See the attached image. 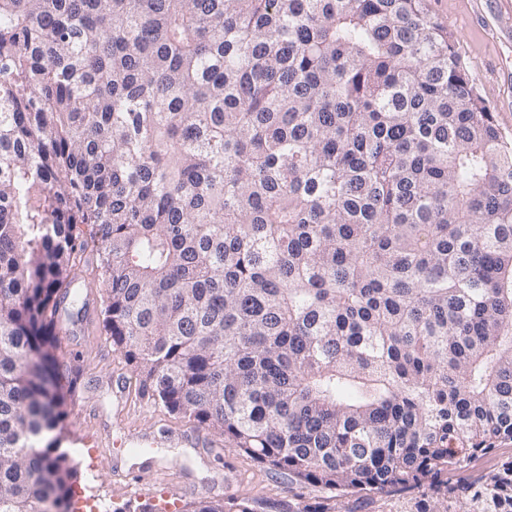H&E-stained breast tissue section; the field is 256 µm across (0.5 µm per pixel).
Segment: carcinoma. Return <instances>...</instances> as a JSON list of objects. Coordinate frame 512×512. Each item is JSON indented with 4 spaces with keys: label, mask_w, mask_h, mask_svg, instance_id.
Listing matches in <instances>:
<instances>
[{
    "label": "carcinoma",
    "mask_w": 512,
    "mask_h": 512,
    "mask_svg": "<svg viewBox=\"0 0 512 512\" xmlns=\"http://www.w3.org/2000/svg\"><path fill=\"white\" fill-rule=\"evenodd\" d=\"M81 265L138 389L307 512H512V456L453 480L512 445V142L424 0H0V512H70ZM512 455V446L508 448H498L496 452L477 459L472 466L469 468L467 472L462 474V478L459 480L469 482L476 478H479L482 475L487 474L494 467H496L501 459ZM420 505L430 512H448V500L427 488L409 493L353 494L338 500L335 512H417Z\"/></svg>",
    "instance_id": "1"
}]
</instances>
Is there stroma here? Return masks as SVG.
<instances>
[{
    "instance_id": "1",
    "label": "stroma",
    "mask_w": 512,
    "mask_h": 512,
    "mask_svg": "<svg viewBox=\"0 0 512 512\" xmlns=\"http://www.w3.org/2000/svg\"><path fill=\"white\" fill-rule=\"evenodd\" d=\"M431 14L449 30L464 68L475 78L481 97L491 106L496 124L512 140V46L496 38L478 18L469 0H425ZM83 300L79 318L82 335L60 340L59 359L79 374L67 396L65 448L77 467L73 497L75 512H186L202 498H246L253 512H300L317 505L320 492L311 486L288 484L286 479L230 445L176 448L166 444L146 449L156 469L155 480L145 486L124 478L130 468L125 445L131 434L175 437L195 434L187 419L170 414L158 401L139 397L135 390L119 394L118 380H131L134 368L112 345L102 328L105 290L96 274L79 268L73 283ZM188 479L196 489L181 493L178 484ZM448 512L447 499L420 488L408 493L362 492L338 500L336 512Z\"/></svg>"
}]
</instances>
